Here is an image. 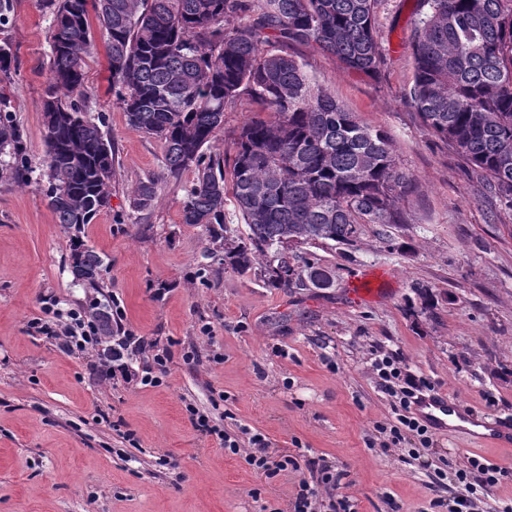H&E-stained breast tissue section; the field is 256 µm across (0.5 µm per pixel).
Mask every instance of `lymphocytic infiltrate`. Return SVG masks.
<instances>
[{"label":"lymphocytic infiltrate","instance_id":"obj_1","mask_svg":"<svg viewBox=\"0 0 512 512\" xmlns=\"http://www.w3.org/2000/svg\"><path fill=\"white\" fill-rule=\"evenodd\" d=\"M125 311L120 304L112 306V335L100 336L95 323L82 312H62L56 297L48 296L43 301L40 317L31 322L33 328L46 338L55 340L64 353L94 349L97 353L99 375L106 379L123 381L127 384L156 386L161 384L166 373V360L154 354V343L147 337L135 334L123 326ZM372 366L380 386L389 397L394 417L386 422L376 423L375 432L383 434V451L398 447L406 437H415L421 447H428V428L411 413V404L418 393L433 390L434 385L426 377L411 373L404 366L401 357L392 352H376ZM190 419L201 430L215 435L225 451L243 455L252 469L266 477L277 476L292 469H305L310 473L302 481L296 498L295 512H316L318 488L333 490L338 487L342 476L333 472L326 464L315 459L299 456H273L265 435L253 433L247 442H240L238 435L230 433L220 424L214 423L209 413L190 408ZM464 491L449 500L434 499L429 503L434 512L446 508L447 512H485L482 503L487 490L505 481H512V471L487 463L479 456L468 457L466 464L456 472Z\"/></svg>","mask_w":512,"mask_h":512}]
</instances>
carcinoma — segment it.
I'll return each mask as SVG.
<instances>
[{
	"instance_id": "1",
	"label": "carcinoma",
	"mask_w": 512,
	"mask_h": 512,
	"mask_svg": "<svg viewBox=\"0 0 512 512\" xmlns=\"http://www.w3.org/2000/svg\"><path fill=\"white\" fill-rule=\"evenodd\" d=\"M53 8L52 84L43 103L48 205L72 232L69 268L82 287L104 288V259L83 239L108 204L115 152L78 105L91 19L106 36L112 91L129 126L164 145L167 175L192 169L182 223L205 227L224 265L245 273L266 258L271 288H318L333 272L284 244L353 247L365 227L408 223L399 201L413 188L388 135L363 124L294 56L270 49L313 45L371 76L382 62L376 19L385 0H44ZM408 96L424 125L484 183L498 213H512V0H417ZM14 54L0 43V78ZM246 93L274 114L250 118L224 160L206 154L226 105ZM0 178L27 179L22 133L0 109ZM232 193L243 235L226 224ZM154 183L132 192L139 211ZM88 315L112 335L111 307Z\"/></svg>"
}]
</instances>
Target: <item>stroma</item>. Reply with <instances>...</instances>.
<instances>
[{
  "instance_id": "obj_1",
  "label": "stroma",
  "mask_w": 512,
  "mask_h": 512,
  "mask_svg": "<svg viewBox=\"0 0 512 512\" xmlns=\"http://www.w3.org/2000/svg\"><path fill=\"white\" fill-rule=\"evenodd\" d=\"M12 4L16 69L0 98L33 172L20 184L0 178V512H294L300 473L266 477L192 423L187 405L207 410L221 396L233 414L226 428L247 426L272 454L301 452L342 471L336 495L350 512H425L431 499L456 493L453 474L473 455L512 466V447L454 434H432L410 465L401 450L366 444L391 415L371 367L379 349L512 430V216L489 221L482 183L407 96L417 0H386L379 12L376 76L309 45L287 48L340 104L389 134L416 186L399 203L409 223L367 226L349 248L305 245L334 270L327 289L270 288L262 265L240 273L206 257L205 228L181 218L195 174L162 176L163 144L129 126L105 37L92 27L81 107L102 122L117 165L109 204L84 236L107 264L103 302L119 298L125 327L168 357L157 387L101 379L94 351L63 353L29 327L46 295L65 311L88 308L89 298L73 281L70 232L49 209L40 176L53 14L44 0ZM269 116L246 95L228 104L210 153L231 159L244 121ZM148 180L155 200L134 211L131 192ZM379 269L389 274L380 293L357 300L352 279ZM190 347L200 359L193 367L183 360ZM171 455L177 468L159 466Z\"/></svg>"
}]
</instances>
